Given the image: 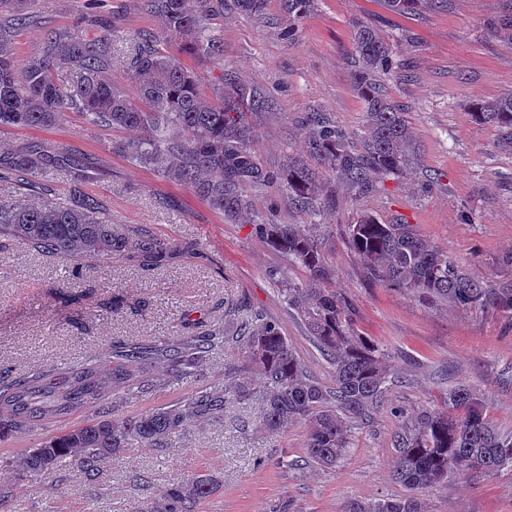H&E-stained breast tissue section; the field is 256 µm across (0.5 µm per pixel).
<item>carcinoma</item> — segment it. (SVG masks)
Returning a JSON list of instances; mask_svg holds the SVG:
<instances>
[{"label": "carcinoma", "mask_w": 512, "mask_h": 512, "mask_svg": "<svg viewBox=\"0 0 512 512\" xmlns=\"http://www.w3.org/2000/svg\"><path fill=\"white\" fill-rule=\"evenodd\" d=\"M228 0H139L138 8L161 23L158 34L141 37L130 60L131 88L112 82V26L84 38L51 29L39 52L19 61L12 39L0 30V125L41 129L59 125L76 110L92 126L138 132L115 144L130 162L151 167L178 182L226 221L247 219L288 263L304 268L305 280L292 282L285 271L272 274L284 300L319 348L332 375L324 385L310 375L283 336L279 324L261 314L254 321H229L190 336L164 339L118 338L101 357L24 373L0 370V440L29 433L52 419L90 410L87 422L42 439L16 470L54 477L75 457L87 481L121 457L131 442L167 448L172 438L201 420L224 421L231 403L261 402L258 426L269 431L295 424L307 428L303 464L332 468L350 448L352 430L366 423L384 402L388 386L398 382L379 348L354 328L353 307L327 283L335 271L327 265L322 240L314 229L336 205V189L325 185L304 159L288 155L277 166L264 164L251 148L256 138L247 113L269 109L231 70H222L208 96L198 74L182 57L224 62V38L210 21L224 15ZM288 36L314 9L317 0H282ZM398 15L416 16L448 6L450 0H382ZM247 15H261L267 0H233ZM489 32L512 44V0H502ZM354 84L366 103L367 131L360 145L352 133L322 112L301 120L309 153L349 187L365 192L387 176L410 169L415 143L400 108L382 90L380 79L393 72L392 50L370 25L356 26L351 51ZM76 72L77 86L66 91L55 81L58 67ZM473 116L500 132L499 146L512 152V92L473 105ZM65 167L76 179L88 168L70 150L32 146L0 158V183L13 188L0 196V247L17 244L62 260L96 256L122 258L145 271L168 265L177 255L143 232L126 233L109 224L100 202L82 193L43 204L28 195H52L48 183L31 180ZM265 187L288 192V207L308 217L307 224H275L252 211L248 190ZM351 248L363 260L368 278L424 301L456 307L492 308L512 314V282L493 285L471 275L448 250L423 238L409 224H383L371 214L348 227ZM145 300L129 305L119 291L109 309L144 313ZM226 344L241 355L237 378L205 385L188 399L138 416H127V400L174 384L191 375ZM393 476L407 493L395 497L345 501L342 512H424L417 491L457 476H490L512 470V431L499 430L487 417L484 395L460 385L448 390L443 406L426 408L396 440ZM216 480L207 474L162 491L142 488L139 512H197L211 496Z\"/></svg>", "instance_id": "1"}]
</instances>
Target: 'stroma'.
I'll list each match as a JSON object with an SVG mask.
<instances>
[{
	"mask_svg": "<svg viewBox=\"0 0 512 512\" xmlns=\"http://www.w3.org/2000/svg\"><path fill=\"white\" fill-rule=\"evenodd\" d=\"M500 7V0H451L444 10L400 16L380 0H317L291 40L280 0H269L263 15L228 9L215 20L224 39L223 68L189 62L204 93H211L226 68L274 102V109L249 113L248 121L257 130L254 152L276 163L290 153L307 156L299 126L306 112H324L336 125L363 133L366 105L349 62L357 23L373 24L393 49L398 68L383 83L411 127L417 162L366 193L337 184L336 210L319 229L325 260L336 271L330 288L352 303L357 332L378 345L401 378L370 423L354 429L345 460L328 471L297 467L305 426L259 429L254 402L227 408L223 424L196 422L175 447L132 443L93 485L84 484L72 462L59 482L36 472L16 474L12 460L46 436L86 422L92 416L86 410L0 442V484L12 493L13 512H135L140 482L159 490L199 474L217 481L199 512H275L279 506L341 512L350 497L402 494L393 478L395 437L460 383L484 393L490 420L512 430V318L491 309L423 303L373 283L344 234L364 213L386 223L400 220L489 283L512 281L506 262L512 255V153L499 148L494 126L471 113L473 103L512 91V44L487 30ZM30 11L29 24L13 36L18 59L36 52L46 28L90 39L104 19L114 29L112 80L125 87L140 35L160 29L159 20L142 13L134 0H32ZM130 136L91 126L75 112L48 130L0 128L1 156L35 143L85 154L91 168L81 181L63 172L49 176L56 196L80 188L99 199L120 230L142 228L166 244L192 241L198 248L150 273L117 258L72 263L17 245L0 250V368L24 372L60 365L101 351L116 336L162 338L199 321L220 324L243 303L278 321L309 371L330 382L326 362L269 275L278 267L298 282L306 277L304 269L272 250L253 224L225 222L185 186L113 152V143ZM108 285L128 302L149 300L151 310L143 316L103 313ZM240 362L236 349L225 348L207 361L203 375L130 399L125 411L139 415L178 403L199 385L223 382L225 370ZM421 498L425 512H512V471L452 477Z\"/></svg>",
	"mask_w": 512,
	"mask_h": 512,
	"instance_id": "1",
	"label": "stroma"
}]
</instances>
